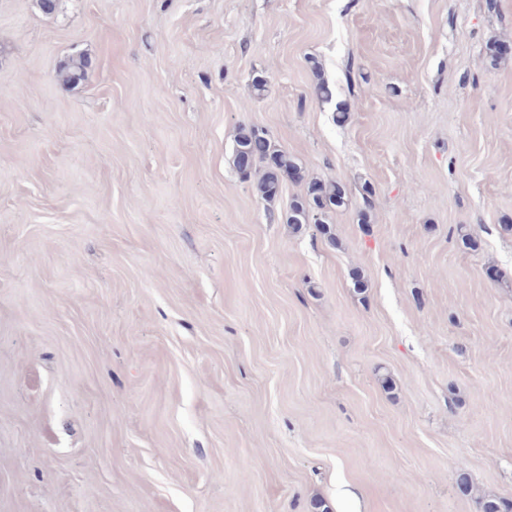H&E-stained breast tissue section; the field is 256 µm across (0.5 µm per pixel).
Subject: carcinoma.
<instances>
[{
    "label": "carcinoma",
    "instance_id": "1",
    "mask_svg": "<svg viewBox=\"0 0 512 512\" xmlns=\"http://www.w3.org/2000/svg\"><path fill=\"white\" fill-rule=\"evenodd\" d=\"M89 61L82 57H71L60 63L57 79L67 86L78 84L84 77ZM316 74L315 95L321 100L333 96V89L321 76L317 62H312ZM246 153L252 164H262L255 183V191L265 201H275L286 180H304L302 168L288 151L277 148L267 130L251 125L241 126L235 138L234 155ZM349 197L346 187L336 181L325 182L312 178L306 183L302 196L292 198L283 214L284 223L299 230L305 224H313L322 234H330L329 216L332 212L347 207Z\"/></svg>",
    "mask_w": 512,
    "mask_h": 512
}]
</instances>
